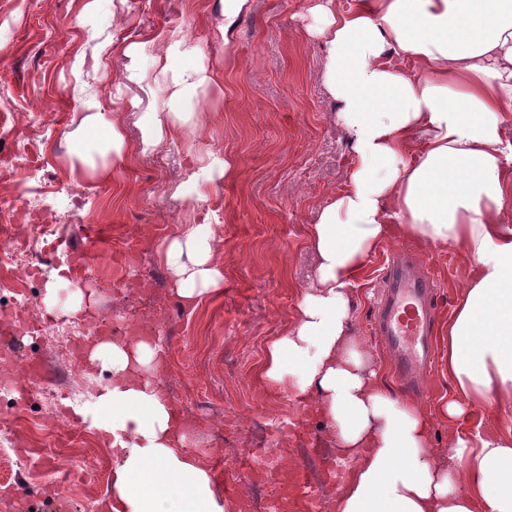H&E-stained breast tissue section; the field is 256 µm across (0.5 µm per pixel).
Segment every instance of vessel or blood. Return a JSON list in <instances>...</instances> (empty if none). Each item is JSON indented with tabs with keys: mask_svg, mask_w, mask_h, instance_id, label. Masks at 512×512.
<instances>
[{
	"mask_svg": "<svg viewBox=\"0 0 512 512\" xmlns=\"http://www.w3.org/2000/svg\"><path fill=\"white\" fill-rule=\"evenodd\" d=\"M437 282L405 260L389 261L378 308L379 334L389 349L398 376L414 385L431 366L435 350L431 319Z\"/></svg>",
	"mask_w": 512,
	"mask_h": 512,
	"instance_id": "obj_1",
	"label": "vessel or blood"
}]
</instances>
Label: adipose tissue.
I'll return each mask as SVG.
<instances>
[{"label":"adipose tissue","instance_id":"ef3b65f1","mask_svg":"<svg viewBox=\"0 0 512 512\" xmlns=\"http://www.w3.org/2000/svg\"><path fill=\"white\" fill-rule=\"evenodd\" d=\"M307 11L352 163L308 227L315 270L264 376L324 419L341 472L335 512H512V0H308ZM172 81L171 110L140 118L143 151L196 130L179 106L206 78L180 68ZM97 108L85 102L70 138L100 135L107 159L71 153L76 180H109L126 162L124 114L106 124ZM388 240L459 247L471 268L444 327L452 392L434 406L389 390L353 328L356 283ZM155 259L188 308L224 286L218 240L196 225H174ZM163 363L161 338L133 327L88 344L84 372H112L90 412L116 459L99 512H237L208 456L186 446L187 418L155 381ZM491 405L505 429L484 428ZM437 416L451 470L431 447Z\"/></svg>","mask_w":512,"mask_h":512}]
</instances>
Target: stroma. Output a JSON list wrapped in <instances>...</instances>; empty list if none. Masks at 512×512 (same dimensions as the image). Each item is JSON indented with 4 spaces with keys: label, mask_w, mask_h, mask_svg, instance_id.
Masks as SVG:
<instances>
[{
    "label": "stroma",
    "mask_w": 512,
    "mask_h": 512,
    "mask_svg": "<svg viewBox=\"0 0 512 512\" xmlns=\"http://www.w3.org/2000/svg\"><path fill=\"white\" fill-rule=\"evenodd\" d=\"M85 0H46L22 10L0 0V123L11 128L0 143V158L16 147L28 150L40 168L33 192L53 201L59 188L85 203L89 220L63 230L64 243L87 252L86 284L97 294L92 320L68 317L74 284L46 276L28 283L23 313L34 333L0 335L14 352L13 364L40 360L44 379L26 382L25 416L48 413L45 381L66 379L50 338L40 335L46 320L102 335L136 326L161 337L166 364L162 392L190 417L188 447L222 461L239 477L237 497L249 512H280L287 494L268 484L272 470L305 469L318 492L314 512H334L337 483L325 469L334 448L321 421L304 413L298 398L272 388L262 366L267 344L294 318L301 292L313 271L307 226L343 182L352 152L336 124L337 104L321 81L322 51L307 33L313 19L307 0H251L231 44L217 33L224 0H96L82 16ZM192 29L191 55L176 67L220 73L223 83L201 89L185 104L201 112L199 137L145 154L136 127L128 129L129 156L106 182H72L64 161L79 149L98 157L99 141L76 144L81 105L96 98L103 121L132 111L138 83L128 80L127 58H95L104 39L136 43L137 70L155 89V107L169 109L171 76L164 73L167 36ZM82 77H74V66ZM233 159L231 180L218 171ZM212 224L224 253V291L198 307H182L154 250L169 224ZM412 251L438 278L437 324H445L470 268L457 248L429 249L411 241L381 243L368 259L356 286L352 311L356 335L377 355L383 379L398 389L392 363L376 334L374 313L384 266L396 250ZM54 283L53 301L46 285ZM277 435L276 454L259 460L260 476L248 475L246 452ZM27 430H20L18 468L0 469V512L8 496L27 490L33 512H49L56 501L71 512H96L108 494L112 451L92 426L75 434L57 426L31 455Z\"/></svg>",
    "instance_id": "obj_1"
}]
</instances>
